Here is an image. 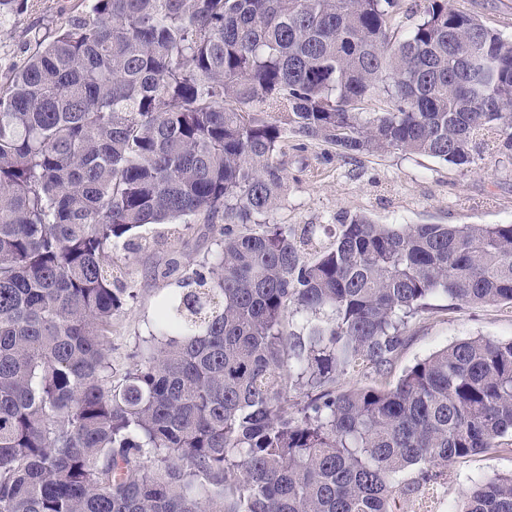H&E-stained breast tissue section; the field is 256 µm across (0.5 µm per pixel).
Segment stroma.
<instances>
[{"mask_svg":"<svg viewBox=\"0 0 512 512\" xmlns=\"http://www.w3.org/2000/svg\"><path fill=\"white\" fill-rule=\"evenodd\" d=\"M74 0H26L21 13L0 25V69L21 64L34 35L54 28L61 11ZM486 27L512 37V0H450ZM288 196L270 223L299 229L306 224H337L359 214L380 224H512V162L490 151L471 170L399 151L345 157L327 145L306 143L288 151ZM151 245L142 251L117 247L112 252L138 292L135 303L112 322V359L127 366L139 338L153 325L162 296L183 290L196 265L212 258L213 237L183 223L143 229ZM174 262L167 277L156 265ZM512 339V309L464 306L443 298L433 310L412 319L405 343L382 381L393 384L417 361L438 349L471 337ZM512 473V445H502L450 464L439 478V492L449 512L463 494L495 474Z\"/></svg>","mask_w":512,"mask_h":512,"instance_id":"obj_1","label":"stroma"}]
</instances>
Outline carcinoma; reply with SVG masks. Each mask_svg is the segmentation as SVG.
<instances>
[{
    "mask_svg": "<svg viewBox=\"0 0 512 512\" xmlns=\"http://www.w3.org/2000/svg\"><path fill=\"white\" fill-rule=\"evenodd\" d=\"M290 136L512 159V38L449 0H76L0 74V512H400L512 434V340L336 393L439 297L512 306V224H270ZM190 216L217 256L119 373L112 249Z\"/></svg>",
    "mask_w": 512,
    "mask_h": 512,
    "instance_id": "1",
    "label": "carcinoma"
}]
</instances>
